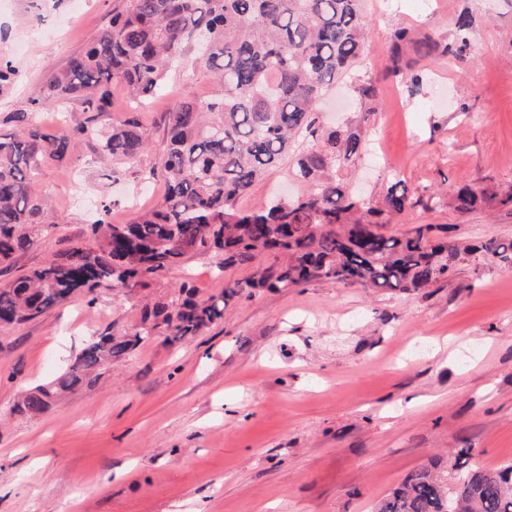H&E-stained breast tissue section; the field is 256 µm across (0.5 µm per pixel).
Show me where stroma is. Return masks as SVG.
Listing matches in <instances>:
<instances>
[{"instance_id": "1", "label": "stroma", "mask_w": 512, "mask_h": 512, "mask_svg": "<svg viewBox=\"0 0 512 512\" xmlns=\"http://www.w3.org/2000/svg\"><path fill=\"white\" fill-rule=\"evenodd\" d=\"M126 0H0V57L17 70L0 86L6 118L34 112L53 128L82 123V104L33 111L53 72L80 53ZM476 17L465 61L417 65L422 83L386 78L390 35L412 26L452 36L463 10ZM368 39L354 78L321 104L330 120L365 124L368 152L338 177L381 200L402 182L418 204L398 230L444 224L456 241L512 240V212L455 209L457 187H512V0H366ZM379 87L376 112L354 107L358 82ZM215 78L185 50L165 92L131 112L123 87L98 125L137 117L149 144L130 165L82 144L65 163L46 161L33 183L49 202L33 244L0 268V283L82 242L101 208L114 224L154 205L148 180L164 147L167 116L184 93L213 97ZM290 162L270 169L237 201L257 211L298 198ZM210 253L147 286L78 297L41 317L0 328V512H371L404 476L470 447L489 468L512 463V266L461 260L418 291L312 282L230 301L224 318L184 343L156 337L44 412L11 408L67 366L91 335L122 334L144 303L168 299L183 280L198 298L219 293Z\"/></svg>"}]
</instances>
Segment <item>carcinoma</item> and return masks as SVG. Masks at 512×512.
Masks as SVG:
<instances>
[{
    "label": "carcinoma",
    "instance_id": "cac0c4a2",
    "mask_svg": "<svg viewBox=\"0 0 512 512\" xmlns=\"http://www.w3.org/2000/svg\"><path fill=\"white\" fill-rule=\"evenodd\" d=\"M474 23L460 13L450 42L396 29L391 74L419 85L412 67L399 65L408 44L425 56L464 59ZM366 34L364 0H127L32 100L61 106L80 100L92 116L50 131L26 112L7 117L16 124L15 132L0 134V265L8 267L33 244L31 227L47 218L45 201L32 192L42 161L63 162L90 140L115 164H130L144 150L148 136L137 121L116 124L106 135L95 124L110 111L113 86L124 87L139 108L164 92L168 70L193 44L222 88L207 102L187 94L170 113L158 161L166 188L158 204L126 224L96 220L83 245L1 286L0 326L36 319L77 294L93 302L102 290L143 286L197 251L219 255L220 276L264 251L283 256L248 279L225 282L207 299L185 282L169 300L145 305L132 331L92 337L68 367L27 392L15 412L45 411L104 365L130 355L149 328L171 347L189 341L224 318L228 300L256 288L282 291L322 280L419 289L450 277L463 254L512 264V242L462 246L448 240L445 224L392 233L387 225L409 207L406 191L393 184L375 204L336 181V168L364 151L367 140L357 127L324 125L317 106L360 65ZM357 93L360 111H376L372 81ZM288 159L307 183L304 196L261 212L237 209L256 180ZM454 201L460 212L512 208V188L464 185ZM472 457L471 448L456 451L451 481L436 460L410 471L374 512H512V464L488 470L469 463Z\"/></svg>",
    "mask_w": 512,
    "mask_h": 512
}]
</instances>
